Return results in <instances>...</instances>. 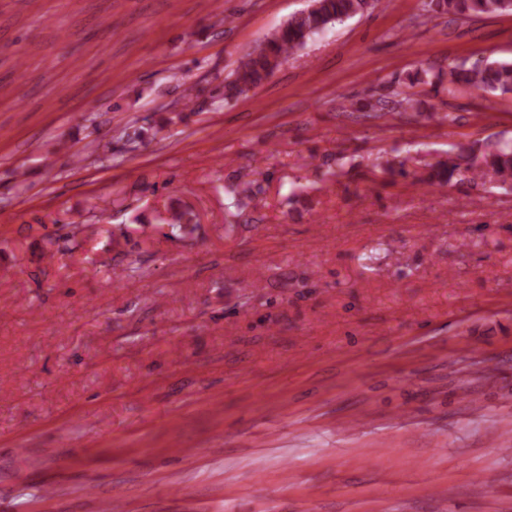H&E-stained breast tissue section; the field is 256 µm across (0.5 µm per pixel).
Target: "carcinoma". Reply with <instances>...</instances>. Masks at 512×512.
Returning a JSON list of instances; mask_svg holds the SVG:
<instances>
[{"label":"carcinoma","mask_w":512,"mask_h":512,"mask_svg":"<svg viewBox=\"0 0 512 512\" xmlns=\"http://www.w3.org/2000/svg\"><path fill=\"white\" fill-rule=\"evenodd\" d=\"M368 0H308L307 7L294 14L264 41L248 53L232 75L224 81V98L230 99L263 84L281 61L306 46L308 41L326 27L343 23L361 13ZM423 11L460 16L479 14H512V0H423ZM448 79V94L452 96L480 91L485 94H512V60H481L471 65L448 66V74L431 76L420 70L394 81L397 105L405 110L420 111V101L412 88L420 83L439 84ZM457 176L481 184L512 187V140L475 143L463 154L448 156L431 167L424 183L445 187ZM167 223L186 228L195 223L192 212L173 207Z\"/></svg>","instance_id":"1"}]
</instances>
